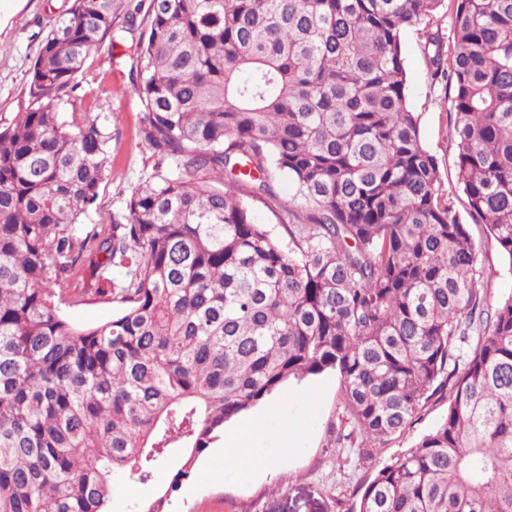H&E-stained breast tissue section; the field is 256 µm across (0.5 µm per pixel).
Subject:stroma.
Here are the masks:
<instances>
[{
	"instance_id": "35a3bbf8",
	"label": "stroma",
	"mask_w": 512,
	"mask_h": 512,
	"mask_svg": "<svg viewBox=\"0 0 512 512\" xmlns=\"http://www.w3.org/2000/svg\"><path fill=\"white\" fill-rule=\"evenodd\" d=\"M148 2L113 0V44L91 54L77 76L85 85L105 79L107 92L96 109L112 127V176L101 184L96 206L83 216L86 225L123 219L127 196L153 164L139 135L141 107L128 76L138 38L137 31L128 28V14ZM69 6L70 0H0V120L10 121L24 105L39 44L53 20ZM400 40L407 104L418 116L420 140L437 158L442 191L457 194L448 84L430 80L424 39L417 27L405 28ZM474 239L485 268L488 301L511 296L512 261L482 233H475ZM61 310L72 323L87 327L110 320L117 306L104 296L76 297ZM341 395L339 373L327 371L287 384L279 395L254 406V413L263 416L255 429L257 445L277 452L278 461L264 471L244 460L225 465L224 442L216 440L198 460L197 474L183 485L173 512H349L361 487L435 429L448 411L447 400H432L400 435L376 444L368 456H350L334 442L345 416ZM179 462V456L170 457L157 467L151 481L137 486L114 477L112 512H137L138 505L167 485Z\"/></svg>"
}]
</instances>
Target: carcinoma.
Returning a JSON list of instances; mask_svg holds the SVG:
<instances>
[{
  "label": "carcinoma",
  "mask_w": 512,
  "mask_h": 512,
  "mask_svg": "<svg viewBox=\"0 0 512 512\" xmlns=\"http://www.w3.org/2000/svg\"><path fill=\"white\" fill-rule=\"evenodd\" d=\"M421 23L467 212L512 262V0H150L130 83L155 162L125 221L91 226L112 128L77 74L112 0H72L0 127V512H112L113 477L147 482L177 451L138 510L170 512L226 422L327 370L336 445L361 456L448 395L352 512H512V296L485 308L472 229L407 108L400 34ZM79 272L112 319L61 314ZM254 217L258 224H263L270 235L278 240L282 246L288 251V248H294L288 229L284 224L280 223L277 215L263 206H255Z\"/></svg>",
  "instance_id": "1"
}]
</instances>
